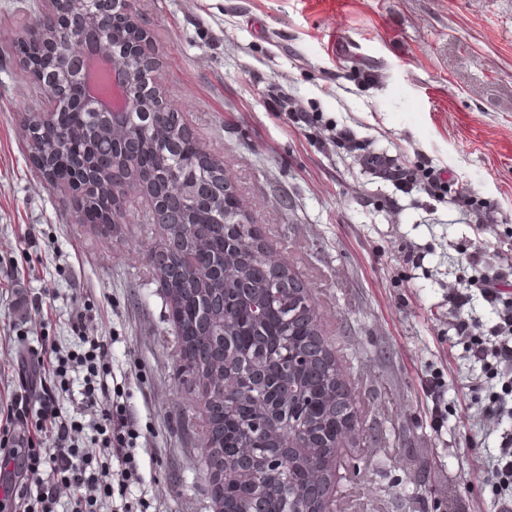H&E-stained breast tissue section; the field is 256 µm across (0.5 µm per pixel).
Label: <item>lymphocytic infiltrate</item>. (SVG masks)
<instances>
[{
	"mask_svg": "<svg viewBox=\"0 0 512 512\" xmlns=\"http://www.w3.org/2000/svg\"><path fill=\"white\" fill-rule=\"evenodd\" d=\"M493 310L496 322L490 335L479 333L478 303ZM451 326L466 347L473 365L489 374L482 416L503 419L512 416V262L502 265L492 278H473L448 294ZM91 312L72 320L80 352L62 353L45 342L23 355L18 374L20 392L12 414L18 419L36 415L37 438L18 435L0 454V512L21 501L23 512H54L61 491H69L72 512H99L101 502L124 499L139 478L136 453L141 432L131 418L120 386L110 385L112 339L91 336L87 330ZM81 371L84 387L83 420L65 419L57 407L53 386L45 373L53 371L56 385H66L71 370ZM91 430L95 452H87L75 435ZM487 469L500 493L498 512H512V431L502 432ZM118 512H149L148 503L138 508L125 504Z\"/></svg>",
	"mask_w": 512,
	"mask_h": 512,
	"instance_id": "f902f5d3",
	"label": "lymphocytic infiltrate"
}]
</instances>
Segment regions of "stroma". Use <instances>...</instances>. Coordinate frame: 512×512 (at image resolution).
Wrapping results in <instances>:
<instances>
[{"label":"stroma","instance_id":"1","mask_svg":"<svg viewBox=\"0 0 512 512\" xmlns=\"http://www.w3.org/2000/svg\"><path fill=\"white\" fill-rule=\"evenodd\" d=\"M41 0H0V425L17 361L72 317L112 339V375L138 420L150 512H211L192 396L129 197L112 235L76 223L25 135L43 94L14 47ZM156 79L220 162L271 257L307 284L360 416L338 512H497L485 459L512 420L478 414L479 375L448 326V291L512 258V0H135ZM349 132L350 143L333 141ZM424 161L465 204L373 169ZM481 247L479 262L459 251Z\"/></svg>","mask_w":512,"mask_h":512}]
</instances>
